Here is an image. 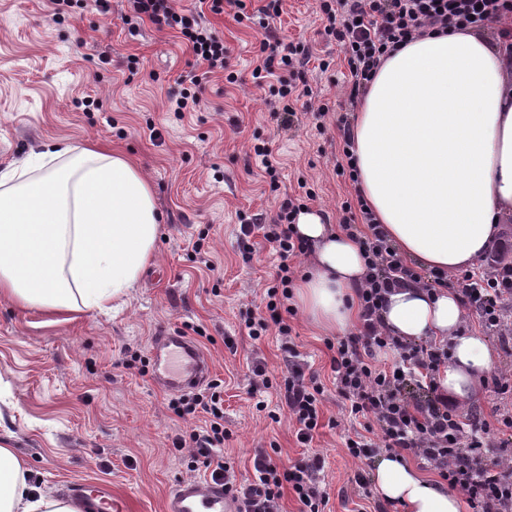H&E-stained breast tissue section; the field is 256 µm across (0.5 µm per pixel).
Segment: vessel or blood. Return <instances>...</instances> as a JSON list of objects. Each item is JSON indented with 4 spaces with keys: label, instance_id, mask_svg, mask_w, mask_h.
<instances>
[{
    "label": "vessel or blood",
    "instance_id": "obj_1",
    "mask_svg": "<svg viewBox=\"0 0 512 512\" xmlns=\"http://www.w3.org/2000/svg\"><path fill=\"white\" fill-rule=\"evenodd\" d=\"M152 379L171 393H184L207 381L210 366L200 349L187 336L168 330L152 338ZM76 493L88 499L96 512H110V492L83 483ZM238 504L225 494L222 482L207 479H184L168 493L164 512H237Z\"/></svg>",
    "mask_w": 512,
    "mask_h": 512
}]
</instances>
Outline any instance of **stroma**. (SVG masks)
Returning <instances> with one entry per match:
<instances>
[{"mask_svg":"<svg viewBox=\"0 0 512 512\" xmlns=\"http://www.w3.org/2000/svg\"><path fill=\"white\" fill-rule=\"evenodd\" d=\"M120 10V0L107 14L90 4L58 21L50 0H0V168L46 144L95 142L140 165L162 215L156 258L120 307L50 315L0 298V444L28 462L33 482L63 495L78 483L106 485L112 512H163L178 481L210 476L172 452L189 425L169 409L150 367L151 338L167 328L195 338L224 384V453L240 481L253 478L255 449L286 466L314 451L325 457L320 487L331 512H353L354 476L372 473L375 462L344 452L347 429L363 425L347 421L336 400L326 335L304 314L290 319L292 340L324 389L322 426L306 449L279 398L287 376L280 336L269 332L256 352L243 338L279 257L262 237L238 238L240 213H275L302 188L314 191L308 207L329 224L354 197L336 173L343 55L323 36L316 0H283L274 36L317 55L305 68L312 93L302 102L330 108L323 129L307 115L286 132L268 91L253 83L264 33L249 16L208 14L227 48L223 70L208 74L174 31L144 22L130 32ZM230 72L236 83L226 81ZM189 75L202 78L201 101L177 116L170 100ZM263 142L280 162L274 185L251 150ZM258 360L271 383L260 391ZM260 401L267 410H257Z\"/></svg>","mask_w":512,"mask_h":512,"instance_id":"1","label":"stroma"}]
</instances>
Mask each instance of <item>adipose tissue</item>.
<instances>
[{
  "label": "adipose tissue",
  "instance_id": "ef3b65f1",
  "mask_svg": "<svg viewBox=\"0 0 512 512\" xmlns=\"http://www.w3.org/2000/svg\"><path fill=\"white\" fill-rule=\"evenodd\" d=\"M362 195L389 240L426 269L466 268L512 218V68L475 33L424 36L378 70L352 126ZM161 218L150 183L128 159L55 144L0 169V295L47 311L105 310L127 297L157 250ZM295 229L312 248L295 296L325 332L355 319L365 272L359 245L318 212ZM458 295L415 285L387 296L393 335L449 342L436 375L459 403L478 396L496 354L466 331ZM16 449L0 445V512H84L35 487ZM374 489L403 512H463V501L400 455L376 465Z\"/></svg>",
  "mask_w": 512,
  "mask_h": 512
}]
</instances>
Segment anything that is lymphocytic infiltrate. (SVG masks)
<instances>
[{"mask_svg": "<svg viewBox=\"0 0 512 512\" xmlns=\"http://www.w3.org/2000/svg\"><path fill=\"white\" fill-rule=\"evenodd\" d=\"M207 11L180 10L175 0H127L125 23L149 20L175 30L196 60L208 70L223 69L224 39L206 21V13H222L234 6L245 18V0H207ZM327 23L324 33L335 42L348 67L346 95L357 104L366 93L384 60L414 38L425 34L493 27L494 38L512 63V26H502L512 16V0H318ZM282 13V0H264L258 9L264 30L261 59L252 71L256 85L278 76L269 87L272 108L280 112L284 129L298 125L294 106L302 97L297 79L310 61L308 47L270 39L272 25ZM306 204L303 199L284 200L274 218L257 213L241 218L239 237L249 241L262 235L280 258L272 285L266 290V314L247 318L245 327L253 342L276 331L284 344L288 376L281 401L288 409L296 440L310 445L321 426L323 388L306 373V363L292 341V326L282 311L295 279L294 258L310 254V245L294 224ZM341 228L359 245L366 273L354 288L359 322L348 334L328 342L330 368L336 394L352 418L367 422L362 433L347 435L345 452L351 459L372 458L381 453H410L422 460L449 490L460 492L471 512H512V464L488 459L486 423L464 425L455 403L435 384L440 366L448 362L447 343L426 340L411 343L392 335L384 326L382 311L387 295L402 284L425 288L455 285L466 310L476 314L479 326L503 347L512 346V323L503 318L512 305V241L502 240L489 256L492 272L482 277L465 273L449 282L447 273L418 271L387 239L363 196L341 204ZM393 352L396 361L383 367L378 356ZM178 417L204 413L209 427L179 435L175 452L206 464L212 479L223 482L224 491L242 504L241 512H281L285 490H292L300 512H327L329 497L320 488L325 467L315 453L291 466H283L264 452H257L255 476L239 483L233 466L224 458V390L218 382L188 398L170 401Z\"/></svg>", "mask_w": 512, "mask_h": 512, "instance_id": "obj_1", "label": "lymphocytic infiltrate"}]
</instances>
